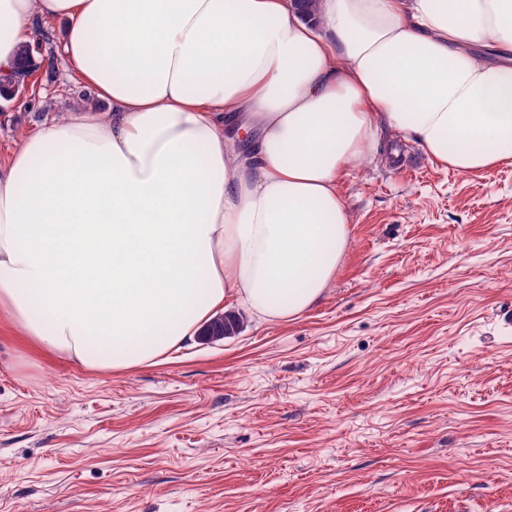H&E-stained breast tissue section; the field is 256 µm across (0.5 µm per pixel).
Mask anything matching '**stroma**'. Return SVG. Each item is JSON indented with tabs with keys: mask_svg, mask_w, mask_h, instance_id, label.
Masks as SVG:
<instances>
[{
	"mask_svg": "<svg viewBox=\"0 0 512 512\" xmlns=\"http://www.w3.org/2000/svg\"><path fill=\"white\" fill-rule=\"evenodd\" d=\"M33 42L14 141L88 101ZM352 246L291 321L93 371L0 320V512H512V164L383 132L343 175Z\"/></svg>",
	"mask_w": 512,
	"mask_h": 512,
	"instance_id": "obj_1",
	"label": "stroma"
}]
</instances>
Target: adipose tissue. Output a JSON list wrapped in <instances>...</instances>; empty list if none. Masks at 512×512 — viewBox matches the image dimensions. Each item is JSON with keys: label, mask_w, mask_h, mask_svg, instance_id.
Returning <instances> with one entry per match:
<instances>
[{"label": "adipose tissue", "mask_w": 512, "mask_h": 512, "mask_svg": "<svg viewBox=\"0 0 512 512\" xmlns=\"http://www.w3.org/2000/svg\"><path fill=\"white\" fill-rule=\"evenodd\" d=\"M91 104L0 165V313L92 369L326 292L337 182L381 129L460 174L512 164V0H0V82L37 29Z\"/></svg>", "instance_id": "1"}]
</instances>
